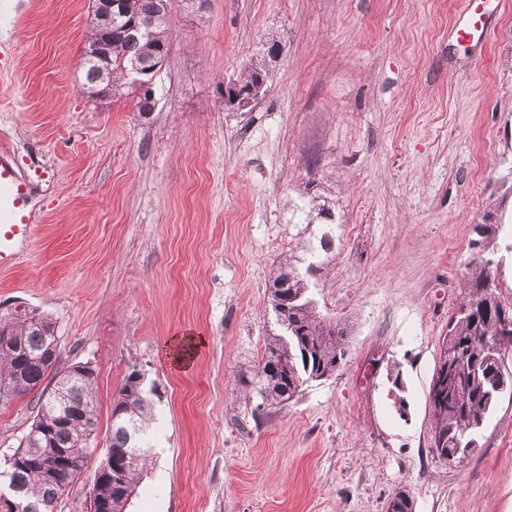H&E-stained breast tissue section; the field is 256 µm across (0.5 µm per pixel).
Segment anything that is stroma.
I'll list each match as a JSON object with an SVG mask.
<instances>
[{
	"label": "stroma",
	"instance_id": "35a3bbf8",
	"mask_svg": "<svg viewBox=\"0 0 512 512\" xmlns=\"http://www.w3.org/2000/svg\"><path fill=\"white\" fill-rule=\"evenodd\" d=\"M461 0H175L153 111L82 89L90 0L0 6V146L38 186L33 240L0 272V315L56 320L61 366L113 397L138 368L162 401L128 512H512V396L460 465L429 446L428 392L464 292L477 224H498L497 291L512 303V8L470 47ZM283 52L251 110L224 85L268 37ZM336 201L330 264L311 290L351 328L331 378L257 409L241 374L275 331L271 276L294 249L289 202ZM206 340L189 370L168 343ZM404 396L406 415L394 399ZM0 402V458L37 414Z\"/></svg>",
	"mask_w": 512,
	"mask_h": 512
}]
</instances>
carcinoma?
<instances>
[{
    "instance_id": "obj_1",
    "label": "carcinoma",
    "mask_w": 512,
    "mask_h": 512,
    "mask_svg": "<svg viewBox=\"0 0 512 512\" xmlns=\"http://www.w3.org/2000/svg\"><path fill=\"white\" fill-rule=\"evenodd\" d=\"M129 16L102 14L93 17L83 60L82 88L92 98L111 95L125 87L127 95L142 104L140 87L130 73L134 65L152 67L172 47L171 0H128ZM110 46V57L102 63L93 58L99 42ZM264 74V57L256 60L234 80L242 88L257 84ZM298 223L309 231L321 227L319 235L297 243L291 255L273 272L270 299L282 333L265 338L258 365L239 377L240 384L260 399L257 407H278L291 401L308 382L333 376L337 360L348 354L350 330L322 317L309 296L306 275L318 268L317 261L332 250L331 225L335 215L331 202L321 194L306 193L293 208ZM498 224H477L466 264L465 294L459 315L448 322V365L454 377L448 384L440 409L432 413V427L440 430L438 457L445 459L476 443L487 416L501 396L512 391V372L505 367L503 346H512V332L504 335L502 305L494 285L490 246ZM14 350L0 348V400L22 397L42 387L32 427L41 429L67 449L77 468L50 482L45 477L47 460L32 453L33 431L0 465V487L16 485L20 490L18 512H50L49 504L73 489L88 460L96 451V371L76 373L78 364L58 368L46 358L51 347L61 348V337H52L50 324L40 323L36 314L20 312L0 317V339ZM53 386H42L47 376ZM155 388L128 372L112 402L111 430L104 452L112 454V476L94 481L86 492L89 502L104 505L105 512H126L149 465L153 447Z\"/></svg>"
}]
</instances>
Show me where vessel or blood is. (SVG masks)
Listing matches in <instances>:
<instances>
[{
    "label": "vessel or blood",
    "instance_id": "b4317fda",
    "mask_svg": "<svg viewBox=\"0 0 512 512\" xmlns=\"http://www.w3.org/2000/svg\"><path fill=\"white\" fill-rule=\"evenodd\" d=\"M503 0H463V20L453 29L456 42L466 46L487 39L488 19ZM34 192L32 182L13 165L10 152H0V269L12 266L28 247L33 226L26 206Z\"/></svg>",
    "mask_w": 512,
    "mask_h": 512
}]
</instances>
